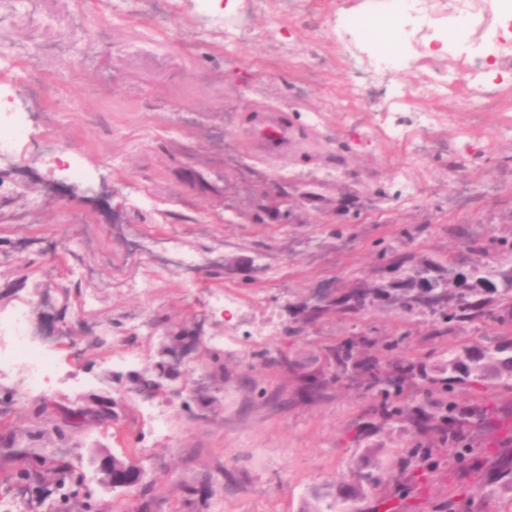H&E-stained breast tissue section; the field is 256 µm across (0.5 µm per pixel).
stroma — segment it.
I'll return each mask as SVG.
<instances>
[{
  "instance_id": "1",
  "label": "stroma",
  "mask_w": 512,
  "mask_h": 512,
  "mask_svg": "<svg viewBox=\"0 0 512 512\" xmlns=\"http://www.w3.org/2000/svg\"><path fill=\"white\" fill-rule=\"evenodd\" d=\"M0 0V46L15 53L0 82L37 66L57 118L31 115L21 161L0 169V313L25 310L38 335L56 336L55 367L42 388L0 380V504L9 512H512V432L475 428L481 464L466 467L439 435L385 422L363 377L336 379L339 344L356 343L384 370L407 359L431 366L448 349L487 343V325L444 336L440 312L398 308L379 296L359 315L339 311L301 324L313 293L391 279L375 244L455 263L473 233L512 236V70L488 74L497 98L483 117L460 95L421 98L458 55L414 46V64L373 81L362 99L343 93L354 75L331 32L350 0H239L233 21L250 38L225 47L209 31L223 17L199 0ZM84 12L90 37H75ZM405 95L390 106L384 86ZM284 112L308 137L287 154H257L246 135L254 114ZM438 123L426 156L387 139L385 125L416 112ZM370 123L373 134L362 125ZM462 124L475 134L460 138ZM53 138L81 156L105 192L69 181L35 153ZM322 200L302 197L310 182ZM418 188L415 197L405 184ZM288 190L280 210L253 216L255 196ZM81 223H69L71 214ZM140 234L179 239L200 259L191 276L131 251ZM235 291L233 317L209 303ZM135 315L150 330L134 328ZM275 332H268V325ZM241 339L239 356L213 336ZM86 351L74 357L66 337ZM182 354L160 371L163 351ZM122 364H113V357ZM151 388L136 389L135 380ZM166 413L157 432L149 410ZM111 420H104V413ZM134 460L136 486L100 480L98 460ZM63 459L83 477L77 496L40 462ZM373 478L364 495L349 491Z\"/></svg>"
}]
</instances>
